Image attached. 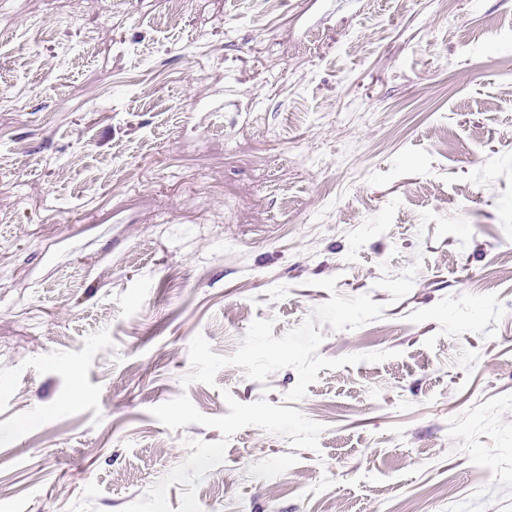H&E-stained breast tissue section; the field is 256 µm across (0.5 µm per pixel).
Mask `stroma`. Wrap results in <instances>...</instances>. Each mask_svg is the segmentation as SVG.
<instances>
[{
  "label": "stroma",
  "mask_w": 512,
  "mask_h": 512,
  "mask_svg": "<svg viewBox=\"0 0 512 512\" xmlns=\"http://www.w3.org/2000/svg\"><path fill=\"white\" fill-rule=\"evenodd\" d=\"M66 3L1 4L0 512H512V0Z\"/></svg>",
  "instance_id": "35a3bbf8"
}]
</instances>
